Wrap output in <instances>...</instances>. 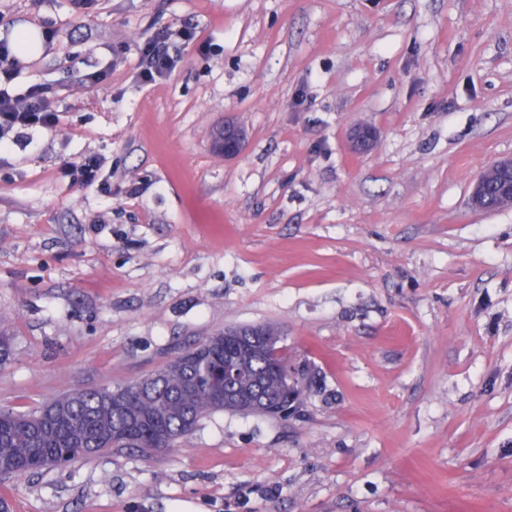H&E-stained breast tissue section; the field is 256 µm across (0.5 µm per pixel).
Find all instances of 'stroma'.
I'll return each mask as SVG.
<instances>
[{
  "label": "stroma",
  "instance_id": "obj_1",
  "mask_svg": "<svg viewBox=\"0 0 512 512\" xmlns=\"http://www.w3.org/2000/svg\"><path fill=\"white\" fill-rule=\"evenodd\" d=\"M184 21L180 68L136 81ZM20 28L43 48L17 87L59 117L0 151V411L229 325H275L314 381L291 417L10 479L12 512H512V206L470 204L512 158V0H0ZM196 37L194 29L183 26L169 28L161 37L140 45L135 79L147 85L170 79L181 62V58L171 52V44L192 41ZM245 134L241 127L235 124H224L223 136L214 143L217 151L224 153V157H233L243 148ZM101 162L96 157H85L67 168L66 177L73 183L93 185L98 181Z\"/></svg>",
  "mask_w": 512,
  "mask_h": 512
}]
</instances>
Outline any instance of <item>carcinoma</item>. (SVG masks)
Instances as JSON below:
<instances>
[{
	"instance_id": "1",
	"label": "carcinoma",
	"mask_w": 512,
	"mask_h": 512,
	"mask_svg": "<svg viewBox=\"0 0 512 512\" xmlns=\"http://www.w3.org/2000/svg\"><path fill=\"white\" fill-rule=\"evenodd\" d=\"M243 359V397L261 395L265 413L297 409L301 390L280 383L288 358L284 338L272 324ZM238 339L219 332L171 360L164 368L116 389H76L33 413L0 412V478L36 473L87 458L107 448L162 452L190 432L205 415L237 407L218 396L217 374L237 351Z\"/></svg>"
}]
</instances>
